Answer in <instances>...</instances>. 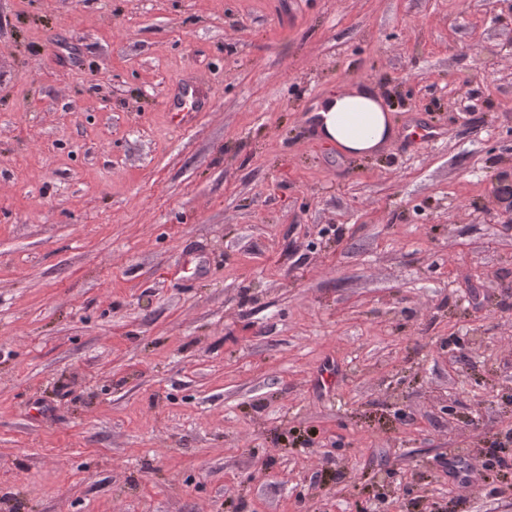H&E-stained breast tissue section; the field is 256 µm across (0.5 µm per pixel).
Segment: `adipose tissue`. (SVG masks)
<instances>
[{
	"label": "adipose tissue",
	"instance_id": "adipose-tissue-1",
	"mask_svg": "<svg viewBox=\"0 0 512 512\" xmlns=\"http://www.w3.org/2000/svg\"><path fill=\"white\" fill-rule=\"evenodd\" d=\"M320 135L346 154H372L396 137L390 115L381 99L366 87L336 91L317 112Z\"/></svg>",
	"mask_w": 512,
	"mask_h": 512
}]
</instances>
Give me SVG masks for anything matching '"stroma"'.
<instances>
[{
	"mask_svg": "<svg viewBox=\"0 0 512 512\" xmlns=\"http://www.w3.org/2000/svg\"><path fill=\"white\" fill-rule=\"evenodd\" d=\"M510 432L512 0H0V512H512ZM211 89L197 81L181 82L167 100L169 112H203ZM316 113L320 135L346 154L375 153L396 137L390 115L370 88L336 90Z\"/></svg>",
	"mask_w": 512,
	"mask_h": 512,
	"instance_id": "obj_1",
	"label": "stroma"
}]
</instances>
